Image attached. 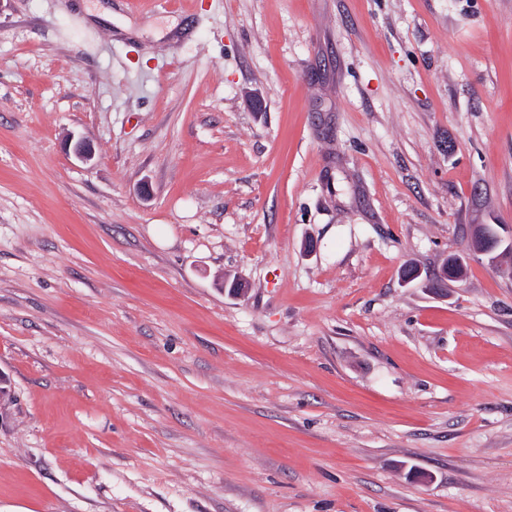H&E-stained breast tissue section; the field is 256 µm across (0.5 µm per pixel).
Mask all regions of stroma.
<instances>
[{
	"instance_id": "35a3bbf8",
	"label": "stroma",
	"mask_w": 512,
	"mask_h": 512,
	"mask_svg": "<svg viewBox=\"0 0 512 512\" xmlns=\"http://www.w3.org/2000/svg\"><path fill=\"white\" fill-rule=\"evenodd\" d=\"M477 224L512 0H0V512H512Z\"/></svg>"
}]
</instances>
